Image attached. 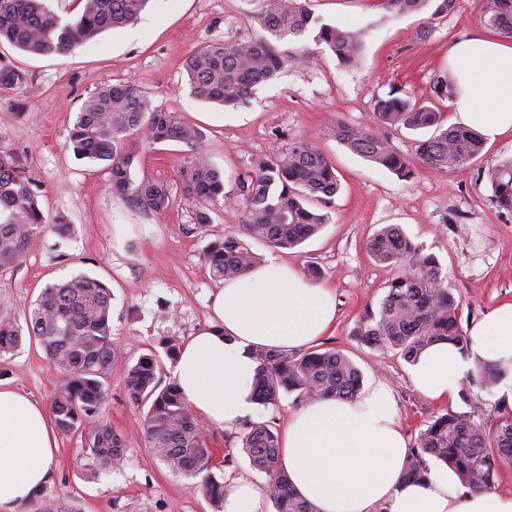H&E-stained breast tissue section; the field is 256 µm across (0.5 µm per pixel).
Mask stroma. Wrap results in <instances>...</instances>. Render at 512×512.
<instances>
[{"instance_id":"obj_1","label":"stroma","mask_w":512,"mask_h":512,"mask_svg":"<svg viewBox=\"0 0 512 512\" xmlns=\"http://www.w3.org/2000/svg\"><path fill=\"white\" fill-rule=\"evenodd\" d=\"M323 22L366 30L363 63L339 66L335 56L304 38L312 55L260 86L249 105L232 108L198 100L190 92L186 58L213 42H238L258 29L263 0H150L138 20L106 31L74 53L28 55L0 43V67L28 72L27 92L0 90V150L18 155L24 173L39 188L47 218H64L72 232L62 240L51 231L17 264L0 270V311L24 321L45 285L86 272L112 290V339L118 362L97 423L109 424L124 440L119 465L96 468L83 432L57 436L50 484L16 512H43L77 501L82 512H212L210 503L155 456L143 431V408L124 388V367L141 356L163 358L165 381H172L169 349L181 348L209 324L221 280L204 261L210 235L238 232L244 212L237 192L254 165L279 156L298 139L316 143L336 169L341 189L330 205V221L294 249L254 244L262 257L306 270L316 266L320 283L336 299V320L320 342L347 354L363 377H378L394 388L400 421L415 440L425 421L452 409L483 416L493 413V392L473 389L469 402L437 404L409 381V365L393 352L360 344L352 334L366 305L378 304L390 268L367 255L368 238L383 224L400 225L448 275L460 297L459 323L469 330L490 309L512 300V217L491 200L486 172L512 157V139L485 145L464 169L436 172L417 167L411 180L398 179L350 152L331 134L336 122L368 124L378 97L391 85L405 96L431 97L434 75L447 71L448 49L482 31L486 0H454L447 13L397 15L381 21L377 0H306ZM137 83L153 106L179 114L205 135V150L224 175V200L211 208L208 231L197 229L194 209L184 199L178 171L189 160L187 146L174 141L137 144L136 178L162 180L171 187L167 211L156 214L131 205L109 187L102 162L76 156L69 135L82 102L107 85ZM127 225L117 234L116 225ZM60 378L37 343L27 342L0 357V382L42 405ZM281 395L277 407L255 405L247 418L206 428L204 438L221 463L225 481L245 478L266 487L253 470L240 437L251 423L270 422L284 430L299 409Z\"/></svg>"}]
</instances>
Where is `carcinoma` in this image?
<instances>
[{
    "label": "carcinoma",
    "mask_w": 512,
    "mask_h": 512,
    "mask_svg": "<svg viewBox=\"0 0 512 512\" xmlns=\"http://www.w3.org/2000/svg\"><path fill=\"white\" fill-rule=\"evenodd\" d=\"M79 13L66 19L46 0H0V42L34 55H68L98 34L135 22L149 0H78ZM431 0H379L385 15L420 13ZM260 31L240 42L211 43L186 61L191 93L205 102L227 107L248 103L256 87L279 76L287 67L305 63L309 49L300 39L313 33L338 62L353 68L361 63L362 36L320 21L297 0H264L257 16ZM486 26L512 37V0H486ZM455 79L438 74L432 92L438 99L453 95ZM30 77L18 68H0V89L24 91ZM396 85L377 100L375 122L410 130L434 129L419 140L415 156L426 168L460 170L483 151L475 131L446 126L443 114L431 105L401 96ZM336 139L353 153L402 180L415 174L411 160L385 136L365 126L342 122L333 127ZM145 144L176 141L186 145L192 159L180 169L184 198L194 206L199 227L210 223V206L224 197V176L203 152V133L183 123L177 113L154 107L139 87L128 82L100 88L85 99L70 134L73 150L82 158L108 163L110 186L135 206L152 213L165 211L170 186L160 180L133 177L136 155L130 139ZM492 202L512 215V158L487 171ZM339 191L335 167L311 141L289 144L280 156L257 165L240 182V204L245 220L240 232L210 241L204 259L217 279H232L256 266L260 257L253 244L292 249L319 232L329 215L307 206L311 197L331 203ZM48 220L38 192L25 176L18 157L0 150V269L19 262L37 242ZM369 257L394 269L385 294L359 316L353 336L363 345L391 350L411 364L430 345L448 342L461 352L470 337L460 328V300L448 288V276L437 257L413 242L397 225L385 224L369 238ZM112 294L100 280L79 273L47 285L25 325L0 314V357L16 351L29 337L62 374L50 400L55 427L65 433L79 429L97 416L108 396L107 381L117 362L112 343ZM258 363L253 382L257 403L278 404L280 395L298 402L350 400L361 389L356 364L334 349L252 351ZM162 365L145 356L124 369V387L134 404L146 408L144 433L158 459L173 473L193 479L191 488L209 501L213 512H224V476L213 471V449L203 437V426L181 396L177 384H162ZM501 379L496 367L480 364L470 378L489 390ZM85 444L97 466L112 467L123 458V440L107 425L87 433ZM242 450L253 469L269 478V494L276 512H315L294 494L280 462L279 435L272 425L252 423L242 437ZM450 467L473 491L484 490L497 479L504 463L512 465V410L496 407V414L475 417L452 409L439 413L418 431L404 466L406 479L421 482L430 474L429 460Z\"/></svg>",
    "instance_id": "obj_1"
}]
</instances>
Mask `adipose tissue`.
<instances>
[{
    "label": "adipose tissue",
    "mask_w": 512,
    "mask_h": 512,
    "mask_svg": "<svg viewBox=\"0 0 512 512\" xmlns=\"http://www.w3.org/2000/svg\"><path fill=\"white\" fill-rule=\"evenodd\" d=\"M457 77L449 101L457 123L488 142L512 137V41L478 34L448 49ZM216 323L182 347L173 375L191 409L210 426L235 423L254 409L257 347L317 344L335 320L329 288L298 268L268 260L225 281L212 305ZM471 350L427 348L410 382L422 395L454 399L477 363L506 368L496 404L512 409V302L471 326ZM57 438L41 403L0 383V512H16L49 484ZM408 444L391 385L365 382L354 400L327 399L292 413L281 435V460L299 497L317 512H512V494L461 487L447 469L427 482L403 478Z\"/></svg>",
    "instance_id": "adipose-tissue-1"
}]
</instances>
